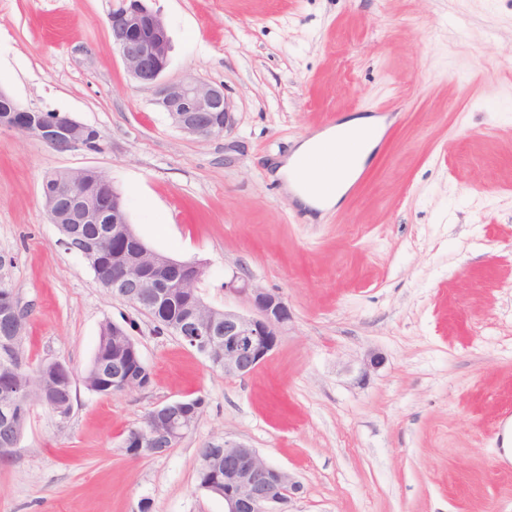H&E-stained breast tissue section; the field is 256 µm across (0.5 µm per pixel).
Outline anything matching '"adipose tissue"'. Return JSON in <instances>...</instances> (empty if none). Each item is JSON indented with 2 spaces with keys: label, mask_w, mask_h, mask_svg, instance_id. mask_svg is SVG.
<instances>
[{
  "label": "adipose tissue",
  "mask_w": 512,
  "mask_h": 512,
  "mask_svg": "<svg viewBox=\"0 0 512 512\" xmlns=\"http://www.w3.org/2000/svg\"><path fill=\"white\" fill-rule=\"evenodd\" d=\"M385 126L381 119L373 116H356L301 141L290 156L277 164L276 176L294 200L301 206L314 211H325L344 196L361 171L381 139ZM351 135L355 145L351 153V163L344 172L323 166L308 172L306 179L296 177V170L301 160L316 152L327 151L336 140Z\"/></svg>",
  "instance_id": "ef3b65f1"
}]
</instances>
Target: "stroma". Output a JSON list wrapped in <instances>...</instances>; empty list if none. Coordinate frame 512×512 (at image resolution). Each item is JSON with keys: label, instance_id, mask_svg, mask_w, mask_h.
Here are the masks:
<instances>
[{"label": "stroma", "instance_id": "1", "mask_svg": "<svg viewBox=\"0 0 512 512\" xmlns=\"http://www.w3.org/2000/svg\"><path fill=\"white\" fill-rule=\"evenodd\" d=\"M171 38L165 77L223 86L232 126L180 132L127 74L108 0H0V88L96 127L107 148L58 153L0 130V275L30 309L31 363L83 371L100 325L135 321L143 390L78 387L60 419L35 404L0 512H224L198 450L256 449L302 488L289 512H512V0H152ZM398 112L367 177L308 213L270 163L328 116ZM104 171L135 233L200 260V295L245 311L234 274L291 319L248 377L228 378L112 297L60 243L42 183ZM382 364L363 371L367 352ZM203 397L195 430L129 457L128 430Z\"/></svg>", "mask_w": 512, "mask_h": 512}]
</instances>
